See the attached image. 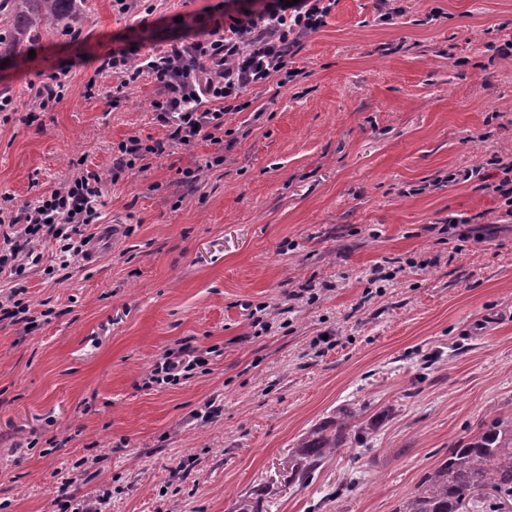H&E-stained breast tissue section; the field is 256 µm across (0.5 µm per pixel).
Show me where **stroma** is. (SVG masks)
I'll list each match as a JSON object with an SVG mask.
<instances>
[{
  "instance_id": "stroma-1",
  "label": "stroma",
  "mask_w": 512,
  "mask_h": 512,
  "mask_svg": "<svg viewBox=\"0 0 512 512\" xmlns=\"http://www.w3.org/2000/svg\"><path fill=\"white\" fill-rule=\"evenodd\" d=\"M151 3L86 0L81 33L0 64V211L95 175L101 218L83 232L110 241L97 263L29 273L35 323L0 322V512H64V489L109 494L108 512H395L512 413V217L492 190L493 159L512 162V59L496 54L512 0H399L389 22L378 0H336L291 81L228 116L223 165L200 141L114 182V147L165 130L153 81L121 90L95 69L224 12ZM63 68L64 99L39 109ZM451 215L464 224L442 231ZM309 281L315 301L292 299ZM185 344L206 364L145 387ZM349 411L376 419L368 445L292 479L297 443Z\"/></svg>"
}]
</instances>
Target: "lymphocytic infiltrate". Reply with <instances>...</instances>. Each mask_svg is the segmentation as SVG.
I'll use <instances>...</instances> for the list:
<instances>
[{
  "instance_id": "lymphocytic-infiltrate-1",
  "label": "lymphocytic infiltrate",
  "mask_w": 512,
  "mask_h": 512,
  "mask_svg": "<svg viewBox=\"0 0 512 512\" xmlns=\"http://www.w3.org/2000/svg\"><path fill=\"white\" fill-rule=\"evenodd\" d=\"M335 0H224V18L199 26L166 47L117 49L103 59L99 73L118 79L120 87L151 77L158 96L151 103L164 138L143 142L131 136L116 147L112 176L150 168L177 145L207 141L224 143V118L249 108L244 93L276 77L288 76V60L302 38L328 23ZM101 191L90 177L74 175L67 186L26 204L0 225V278L12 288L0 299V321L21 322L29 308L20 299L19 281L31 271L70 267L90 242L84 226L98 223ZM55 241L56 265H45L37 245ZM194 348L167 351L154 364L149 383L176 384L185 373L203 366Z\"/></svg>"
}]
</instances>
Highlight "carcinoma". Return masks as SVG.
Instances as JSON below:
<instances>
[{
    "label": "carcinoma",
    "mask_w": 512,
    "mask_h": 512,
    "mask_svg": "<svg viewBox=\"0 0 512 512\" xmlns=\"http://www.w3.org/2000/svg\"><path fill=\"white\" fill-rule=\"evenodd\" d=\"M85 0H0V60L17 57L42 37L60 29L80 31ZM371 425L353 413L320 426L302 438L291 453L293 477L306 482L337 449L348 442L363 445ZM491 487L512 496V416L494 415L467 443L448 450V459L424 477L398 512H460L471 493Z\"/></svg>",
    "instance_id": "obj_1"
}]
</instances>
